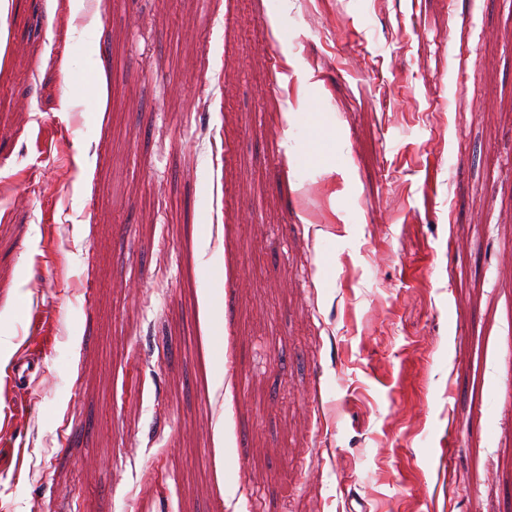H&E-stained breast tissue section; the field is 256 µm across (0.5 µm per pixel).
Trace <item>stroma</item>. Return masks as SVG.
I'll use <instances>...</instances> for the list:
<instances>
[{"instance_id": "stroma-1", "label": "stroma", "mask_w": 512, "mask_h": 512, "mask_svg": "<svg viewBox=\"0 0 512 512\" xmlns=\"http://www.w3.org/2000/svg\"><path fill=\"white\" fill-rule=\"evenodd\" d=\"M0 512H512V0H0Z\"/></svg>"}]
</instances>
